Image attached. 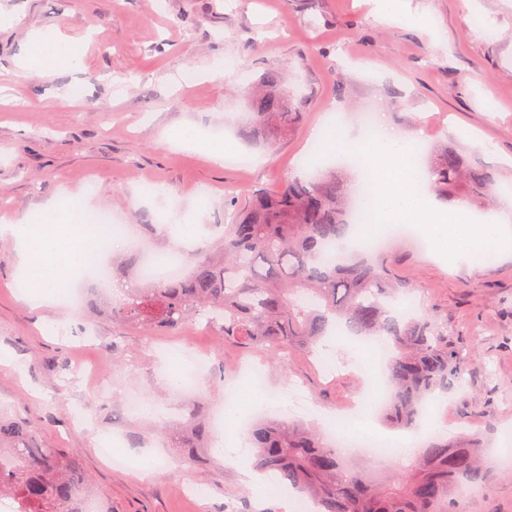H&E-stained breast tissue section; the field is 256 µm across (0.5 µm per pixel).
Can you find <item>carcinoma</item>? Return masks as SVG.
I'll return each instance as SVG.
<instances>
[{
  "mask_svg": "<svg viewBox=\"0 0 512 512\" xmlns=\"http://www.w3.org/2000/svg\"><path fill=\"white\" fill-rule=\"evenodd\" d=\"M288 77L269 70L242 87L253 139H262L272 125L286 135L298 123ZM430 171L431 189L443 200L460 188L481 205L502 190L488 169L446 145ZM352 217L348 189L332 171L291 180L274 193L252 189L221 237L190 257L187 276L141 282L111 308L112 320L136 321L158 336L210 316L222 342L263 353L276 366L285 364L288 348L310 350L338 330L383 338L392 346L386 418L416 430L429 397L463 384L480 347L473 343L465 355L448 347L434 311L397 315L391 302L410 297L413 286L362 259L364 251L354 243L342 251ZM200 409L197 401L189 404L190 463L204 444V427L196 421ZM249 436L256 470L277 473L285 488L311 498L318 512H462L461 504L488 491L495 478L478 438L450 443L428 436L407 465L375 480L312 426L260 418ZM90 493L89 480L69 457L39 447L33 433L0 416V497L15 500L19 512H84Z\"/></svg>",
  "mask_w": 512,
  "mask_h": 512,
  "instance_id": "carcinoma-1",
  "label": "carcinoma"
}]
</instances>
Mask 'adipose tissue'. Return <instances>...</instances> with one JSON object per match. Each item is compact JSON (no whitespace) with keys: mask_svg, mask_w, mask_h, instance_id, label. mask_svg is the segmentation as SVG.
<instances>
[{"mask_svg":"<svg viewBox=\"0 0 512 512\" xmlns=\"http://www.w3.org/2000/svg\"><path fill=\"white\" fill-rule=\"evenodd\" d=\"M83 54L80 42L34 35L24 59L26 69L43 72L73 67ZM21 244V264L34 306L53 302L58 288L101 263L97 236L84 220L81 201L67 198L47 209L40 222L0 223V236Z\"/></svg>","mask_w":512,"mask_h":512,"instance_id":"ef3b65f1","label":"adipose tissue"}]
</instances>
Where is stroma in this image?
Here are the masks:
<instances>
[{
    "label": "stroma",
    "mask_w": 512,
    "mask_h": 512,
    "mask_svg": "<svg viewBox=\"0 0 512 512\" xmlns=\"http://www.w3.org/2000/svg\"><path fill=\"white\" fill-rule=\"evenodd\" d=\"M37 32L83 41L87 50L75 68L23 73ZM225 58L238 71L216 73ZM286 66L303 118L288 134L248 143L237 87ZM189 73L196 84L183 82ZM77 87L72 105H59ZM366 111L426 149L461 150L512 185V0H405L396 18L378 0H0V215L33 222L59 197L82 198L128 226L131 239L114 247L117 255L140 246L200 252L229 222L228 196L242 205L251 188L276 191L304 175L312 129L333 113L353 126ZM189 128L221 133L225 150L248 166L215 167L201 148L170 145ZM171 214L197 226V236L170 235L161 219ZM367 257L413 282L411 315L433 310L445 318L454 349L479 343L482 357L458 392L427 402L420 433L482 436L499 475L462 508L512 512V253L455 266L404 237ZM110 277L109 289L85 279L61 288L57 305L30 307L17 285V244L0 238V412L24 421L41 447L74 454L102 512H287L282 497L253 490L225 463L229 433L212 432L199 462L185 463L190 393L170 377L185 373L196 347H210L202 422L223 412L227 386L248 389L236 366L256 363L279 395L281 416L304 419L280 392L297 380L320 428L370 383L345 365L347 336L329 349L289 351L283 367L191 323L149 336L112 321L117 290L137 282L115 269ZM129 393L150 413L128 414ZM107 441L131 461L168 466L136 477L103 459L99 445ZM197 483L209 493L201 504L185 494Z\"/></svg>",
    "instance_id": "35a3bbf8"
}]
</instances>
